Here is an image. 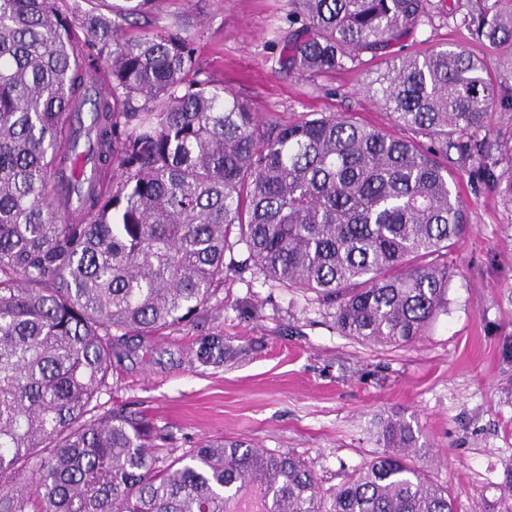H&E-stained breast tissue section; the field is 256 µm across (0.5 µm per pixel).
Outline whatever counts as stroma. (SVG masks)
I'll return each mask as SVG.
<instances>
[{
  "instance_id": "1",
  "label": "stroma",
  "mask_w": 512,
  "mask_h": 512,
  "mask_svg": "<svg viewBox=\"0 0 512 512\" xmlns=\"http://www.w3.org/2000/svg\"><path fill=\"white\" fill-rule=\"evenodd\" d=\"M441 5L404 53L448 44L487 55L462 26L457 0ZM155 10L194 37L204 75L263 118L347 113L397 133L365 92L376 64L314 78L276 70L272 31L288 0H156ZM459 190L472 231L448 253L456 275L447 314L415 342L369 347L341 335L333 308L262 284L236 245L197 318L122 342L100 412L144 417L178 455L220 438L290 452L327 486L381 452L379 424L398 413L418 422L428 473L457 512H481L512 465V359L502 348L512 337V205L489 183L464 177Z\"/></svg>"
}]
</instances>
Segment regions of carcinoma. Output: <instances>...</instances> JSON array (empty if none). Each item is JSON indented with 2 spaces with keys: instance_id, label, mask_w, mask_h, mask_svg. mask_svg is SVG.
<instances>
[{
  "instance_id": "carcinoma-1",
  "label": "carcinoma",
  "mask_w": 512,
  "mask_h": 512,
  "mask_svg": "<svg viewBox=\"0 0 512 512\" xmlns=\"http://www.w3.org/2000/svg\"><path fill=\"white\" fill-rule=\"evenodd\" d=\"M98 2L0 0V512H456L399 414L326 488L298 456L214 440L175 456L145 420L95 409L120 341L207 305L234 232L264 281L316 294L343 335H425L448 312L440 258L472 230L458 177L505 160L501 63L389 57L433 0H288L279 71L383 62L366 93L409 136L345 113L280 124L199 78L194 38L154 0ZM462 7L512 49V0ZM145 17L150 36L133 32ZM500 487L512 512V467Z\"/></svg>"
}]
</instances>
